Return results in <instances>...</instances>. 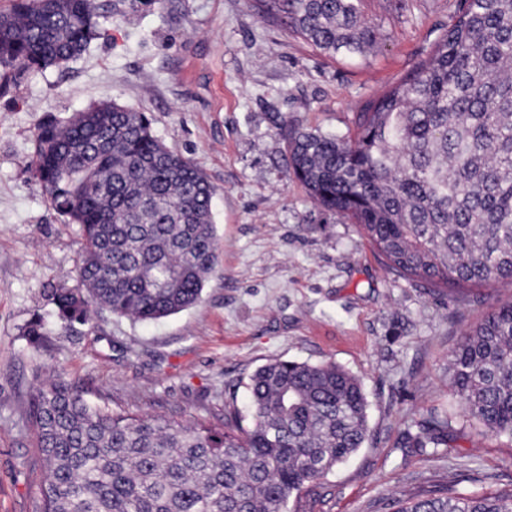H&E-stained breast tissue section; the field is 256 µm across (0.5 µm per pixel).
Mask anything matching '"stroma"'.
Instances as JSON below:
<instances>
[{
	"mask_svg": "<svg viewBox=\"0 0 512 512\" xmlns=\"http://www.w3.org/2000/svg\"><path fill=\"white\" fill-rule=\"evenodd\" d=\"M382 41L364 56L314 50L252 0H163L110 17L81 57L0 87V512H38L44 473L25 406L49 377L112 411L191 423L247 409L270 361L333 362L358 376L369 436L313 512H385L454 472L461 489L512 491V443L465 426L447 455L403 448L431 412L459 415L448 359L512 285L458 296L396 277L358 228L287 175L286 128L348 133L357 112L429 58L459 0H363ZM99 100L146 113L214 188L218 263L196 306L155 322L94 310L65 327L50 290L79 287L80 228L33 176L34 133ZM41 321V348L25 328Z\"/></svg>",
	"mask_w": 512,
	"mask_h": 512,
	"instance_id": "obj_1",
	"label": "stroma"
}]
</instances>
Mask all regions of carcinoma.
Instances as JSON below:
<instances>
[{
	"mask_svg": "<svg viewBox=\"0 0 512 512\" xmlns=\"http://www.w3.org/2000/svg\"><path fill=\"white\" fill-rule=\"evenodd\" d=\"M313 48L356 58L378 30L360 0H257ZM98 0H11L0 10V79L61 67L105 35ZM351 137L288 132V172L348 216L401 278L438 294L512 283V0H461L457 22L396 88L357 113ZM34 174L80 227L83 288L51 291L57 317L92 309L154 321L195 306L217 262L213 187L151 120L100 101L39 125ZM463 415L512 440V302L486 313L448 361ZM251 424L234 407L185 424L114 413L61 379L26 420L46 476L39 512H311L318 481L368 437L360 380L332 363L274 360L249 378ZM433 412L404 448H448ZM392 512H512V492L422 487Z\"/></svg>",
	"mask_w": 512,
	"mask_h": 512,
	"instance_id": "carcinoma-1",
	"label": "carcinoma"
}]
</instances>
